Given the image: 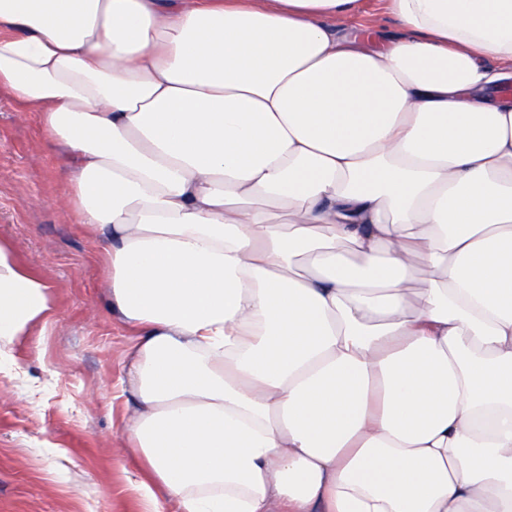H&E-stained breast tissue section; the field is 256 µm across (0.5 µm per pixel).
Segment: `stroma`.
Listing matches in <instances>:
<instances>
[{"label":"stroma","instance_id":"stroma-1","mask_svg":"<svg viewBox=\"0 0 512 512\" xmlns=\"http://www.w3.org/2000/svg\"><path fill=\"white\" fill-rule=\"evenodd\" d=\"M66 159L37 113L0 94V238L55 297L45 330L0 379V512H145L129 485L138 456L122 433L133 335L108 312L96 237L66 204Z\"/></svg>","mask_w":512,"mask_h":512}]
</instances>
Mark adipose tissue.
Masks as SVG:
<instances>
[{"label":"adipose tissue","mask_w":512,"mask_h":512,"mask_svg":"<svg viewBox=\"0 0 512 512\" xmlns=\"http://www.w3.org/2000/svg\"><path fill=\"white\" fill-rule=\"evenodd\" d=\"M387 2L0 0L148 512H512V0ZM53 310L0 240V376Z\"/></svg>","instance_id":"obj_1"}]
</instances>
